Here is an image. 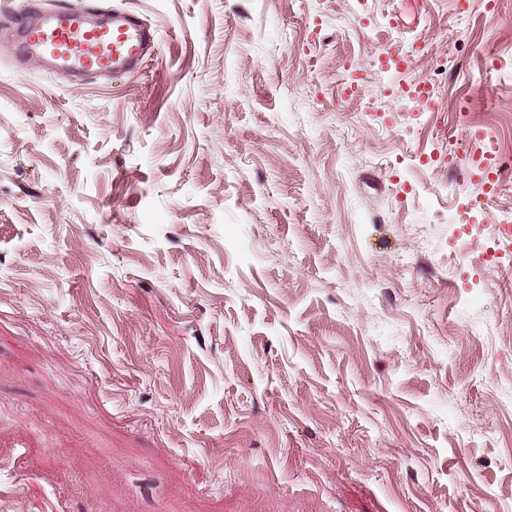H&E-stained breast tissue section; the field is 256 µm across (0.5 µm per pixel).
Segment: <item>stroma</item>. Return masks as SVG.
I'll return each instance as SVG.
<instances>
[{"label": "stroma", "instance_id": "35a3bbf8", "mask_svg": "<svg viewBox=\"0 0 512 512\" xmlns=\"http://www.w3.org/2000/svg\"><path fill=\"white\" fill-rule=\"evenodd\" d=\"M112 2L134 78L0 49L7 512H512V0Z\"/></svg>", "mask_w": 512, "mask_h": 512}]
</instances>
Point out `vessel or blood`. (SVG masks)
I'll return each instance as SVG.
<instances>
[{"mask_svg":"<svg viewBox=\"0 0 512 512\" xmlns=\"http://www.w3.org/2000/svg\"><path fill=\"white\" fill-rule=\"evenodd\" d=\"M156 41L139 15L99 0L51 10L42 0H20L0 8V45L20 71L36 65L78 81L128 78L140 73Z\"/></svg>","mask_w":512,"mask_h":512,"instance_id":"vessel-or-blood-1","label":"vessel or blood"}]
</instances>
